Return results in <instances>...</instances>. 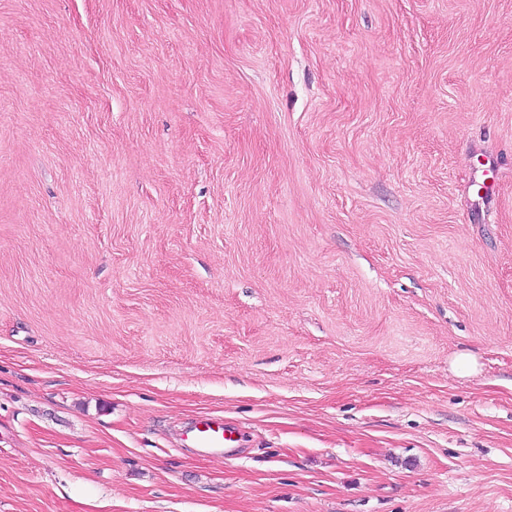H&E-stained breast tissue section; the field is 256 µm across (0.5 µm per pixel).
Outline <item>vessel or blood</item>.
I'll return each mask as SVG.
<instances>
[{
    "instance_id": "b4317fda",
    "label": "vessel or blood",
    "mask_w": 512,
    "mask_h": 512,
    "mask_svg": "<svg viewBox=\"0 0 512 512\" xmlns=\"http://www.w3.org/2000/svg\"><path fill=\"white\" fill-rule=\"evenodd\" d=\"M181 447L208 457L236 458L242 447V436L223 418L205 416L186 423L178 433Z\"/></svg>"
}]
</instances>
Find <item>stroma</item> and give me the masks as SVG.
<instances>
[{
    "label": "stroma",
    "mask_w": 512,
    "mask_h": 512,
    "mask_svg": "<svg viewBox=\"0 0 512 512\" xmlns=\"http://www.w3.org/2000/svg\"><path fill=\"white\" fill-rule=\"evenodd\" d=\"M0 512H512V0H0ZM182 448H190L208 457L234 459L242 448V435L224 422V418L205 416L186 423L178 433Z\"/></svg>",
    "instance_id": "stroma-1"
}]
</instances>
